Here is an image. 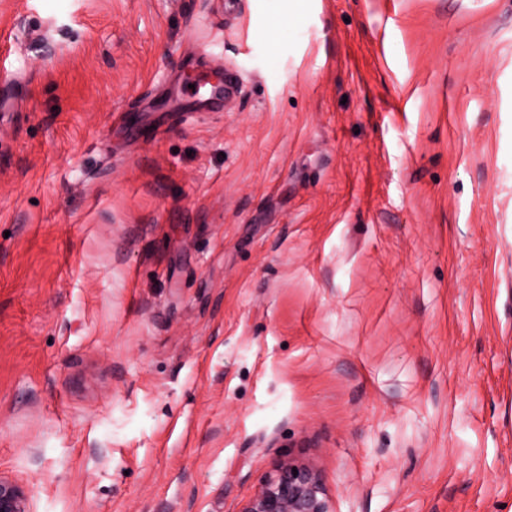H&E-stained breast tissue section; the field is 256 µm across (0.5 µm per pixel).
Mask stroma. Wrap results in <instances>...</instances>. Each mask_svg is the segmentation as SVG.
Instances as JSON below:
<instances>
[{"mask_svg":"<svg viewBox=\"0 0 512 512\" xmlns=\"http://www.w3.org/2000/svg\"><path fill=\"white\" fill-rule=\"evenodd\" d=\"M0 31L32 512H240L281 459L336 512H512V0H0Z\"/></svg>","mask_w":512,"mask_h":512,"instance_id":"obj_1","label":"stroma"}]
</instances>
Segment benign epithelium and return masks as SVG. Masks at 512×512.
Here are the masks:
<instances>
[{
    "mask_svg": "<svg viewBox=\"0 0 512 512\" xmlns=\"http://www.w3.org/2000/svg\"><path fill=\"white\" fill-rule=\"evenodd\" d=\"M30 490L0 475V512H31ZM241 512H335L310 466L281 460L260 481Z\"/></svg>",
    "mask_w": 512,
    "mask_h": 512,
    "instance_id": "7a95c632",
    "label": "benign epithelium"
}]
</instances>
